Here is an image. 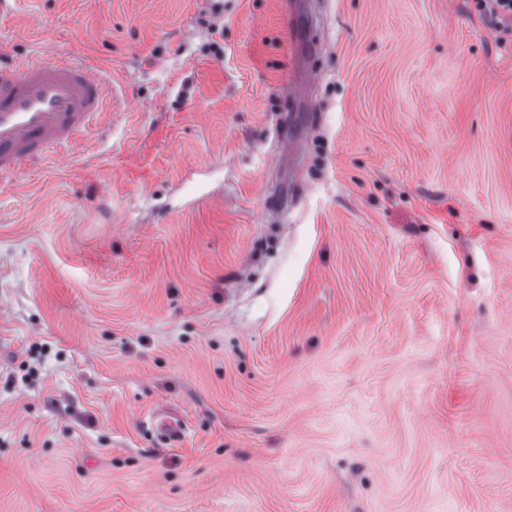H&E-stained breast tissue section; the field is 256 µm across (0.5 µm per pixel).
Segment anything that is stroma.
I'll use <instances>...</instances> for the list:
<instances>
[{"mask_svg":"<svg viewBox=\"0 0 512 512\" xmlns=\"http://www.w3.org/2000/svg\"><path fill=\"white\" fill-rule=\"evenodd\" d=\"M297 16L0 14L106 83L0 179V512H512V36L474 0ZM151 426L157 438L163 442H171L186 432L185 425L165 413H159L151 420Z\"/></svg>","mask_w":512,"mask_h":512,"instance_id":"stroma-1","label":"stroma"}]
</instances>
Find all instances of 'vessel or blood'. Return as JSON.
<instances>
[{
    "label": "vessel or blood",
    "mask_w": 512,
    "mask_h": 512,
    "mask_svg": "<svg viewBox=\"0 0 512 512\" xmlns=\"http://www.w3.org/2000/svg\"><path fill=\"white\" fill-rule=\"evenodd\" d=\"M104 107V79L79 53L0 60V178L89 131ZM151 426L163 442L186 432L165 413L156 414Z\"/></svg>",
    "instance_id": "vessel-or-blood-1"
}]
</instances>
